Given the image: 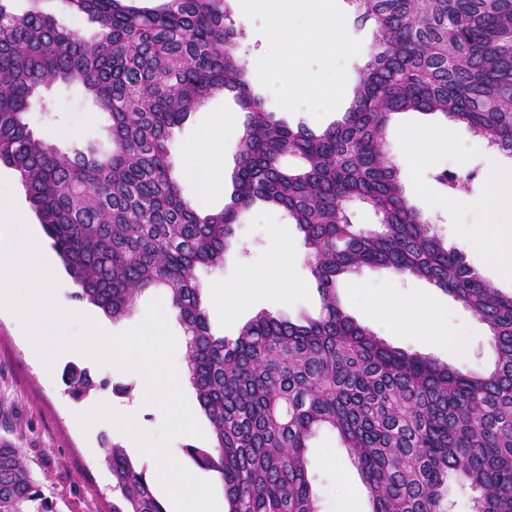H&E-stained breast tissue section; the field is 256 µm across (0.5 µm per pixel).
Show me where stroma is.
<instances>
[{"label": "stroma", "instance_id": "obj_1", "mask_svg": "<svg viewBox=\"0 0 512 512\" xmlns=\"http://www.w3.org/2000/svg\"><path fill=\"white\" fill-rule=\"evenodd\" d=\"M232 17L244 38L242 52L246 54L248 75L253 86H261L269 68L279 71L281 82H289L295 72L314 76L321 92H336L330 111L318 112L313 100L295 91L266 96L265 108L289 125L303 122L312 129H324L341 118L347 109L357 71L364 65L372 44L371 25H356L347 0H329L331 10L346 20V37L353 52H343L318 45L293 57L287 45H272L267 38L269 16L260 9H238V0H229ZM47 111L33 110L27 121L35 134L68 152L72 145L109 147L105 114L98 112L81 87L53 85L45 91ZM232 98L216 94L200 103L187 119L173 131L170 140L171 160L175 168L183 166L185 145L194 140L211 118L220 112L236 111ZM77 126L78 136H59L67 126ZM451 127L459 141L472 142L471 132L462 125H449L437 115L409 112L397 115L386 133L388 152L405 187L409 203L426 210V196L449 198L450 193L435 180L437 173L448 170L463 176L483 169L484 155L475 151L469 156L451 152L425 165L416 164L407 151L410 133L421 127L439 129ZM471 202L467 205L444 206L432 213L435 233L444 245L462 249L467 262L477 268L495 288L512 293V279L502 278L487 252L480 247L461 248L465 234L485 221L478 202L486 194L484 181L472 183L466 190ZM291 245L294 257L290 266V288L286 295L267 292L241 291L232 303L224 301L228 284H249L256 271L280 264L284 245ZM305 248L296 225L288 223L281 210L262 207L244 213L234 227V246L224 258L222 268L198 269L197 278L203 288L213 332L229 338L257 313L267 311L296 320L318 316L321 302L315 282L305 264ZM339 293L343 307L359 324L374 331L388 345L416 352L452 366H465L482 371L492 370L496 353L487 325L461 303L435 288L427 281L403 277L386 269L361 268L347 276ZM395 299H428L447 315L450 325L467 339L472 354L464 358L447 346L411 331L387 333L380 328L370 311L384 308ZM77 363L88 369L99 381L106 382L103 390L90 392L81 401H74L65 391L62 372L66 364ZM122 383L132 385L131 395L114 396L111 387ZM143 377L133 371H115L89 356L70 351L52 364H45L32 352L26 336L13 315L0 309V439L6 438L22 448L36 478L57 503L58 512H112L118 494L112 489V477L104 462L103 438L119 444L137 468L153 476L155 461L136 448L130 436L115 424L82 427L78 417L86 407L101 397H109L117 413L133 411L136 425L156 435L162 428L158 408L144 403L141 393ZM309 469L314 476L321 512H340L347 500L357 502L358 512H368L367 491L361 483L353 459L343 448L334 432L320 430L307 451Z\"/></svg>", "mask_w": 512, "mask_h": 512}]
</instances>
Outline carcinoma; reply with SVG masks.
<instances>
[{"label":"carcinoma","mask_w":512,"mask_h":512,"mask_svg":"<svg viewBox=\"0 0 512 512\" xmlns=\"http://www.w3.org/2000/svg\"><path fill=\"white\" fill-rule=\"evenodd\" d=\"M0 0V163L20 177L45 235L77 285L74 297L117 320L161 288L183 327L187 377L213 446L187 456L224 484L227 512H318L306 449L320 428L340 437L370 512H447L448 478L477 493L474 512H512V294L444 246L409 204L386 151L405 112L440 114L512 157V0H348L374 24V49L341 119L316 132L264 108L239 52L228 0H61L97 24L85 37L29 0ZM78 84L107 115L111 149L60 152L26 114L41 90ZM228 89L245 113L232 192L200 213L170 161L175 127ZM295 156L291 170L283 160ZM460 178L435 177L455 190ZM262 204L302 234L322 300L296 321L262 312L236 337L213 333L196 277L224 266L240 215ZM365 204L377 228L352 222ZM363 267L424 279L486 323L497 360L467 371L393 348L345 312L338 288ZM67 393L97 388L72 366ZM119 492L112 512H167L120 446L102 439ZM0 512H56L23 450L0 441Z\"/></svg>","instance_id":"carcinoma-1"}]
</instances>
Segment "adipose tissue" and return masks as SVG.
Here are the masks:
<instances>
[{
    "label": "adipose tissue",
    "instance_id": "adipose-tissue-1",
    "mask_svg": "<svg viewBox=\"0 0 512 512\" xmlns=\"http://www.w3.org/2000/svg\"><path fill=\"white\" fill-rule=\"evenodd\" d=\"M268 36L271 41L287 44L290 54L296 55L313 42L326 39L337 49L348 50L343 35V20L334 11L320 6L315 14L316 23L305 30L294 31L289 18L288 0H273ZM243 129L231 115L219 114L200 132L196 140L184 149V169L195 177L206 196H214L224 189V156L221 148L229 135L242 134ZM455 147L458 153L469 152L466 144L454 143L450 132L422 128L411 133L409 151L417 162H428L431 157L447 147ZM484 174L488 195L482 203L486 221L475 233L464 238L465 246H484L501 271L512 277V169L506 167L492 153L485 156ZM379 325L399 332L413 330L425 336L435 337L448 343L459 355H467L469 345L461 333L449 326L438 310L427 300L392 302L390 306L376 310Z\"/></svg>",
    "mask_w": 512,
    "mask_h": 512
}]
</instances>
